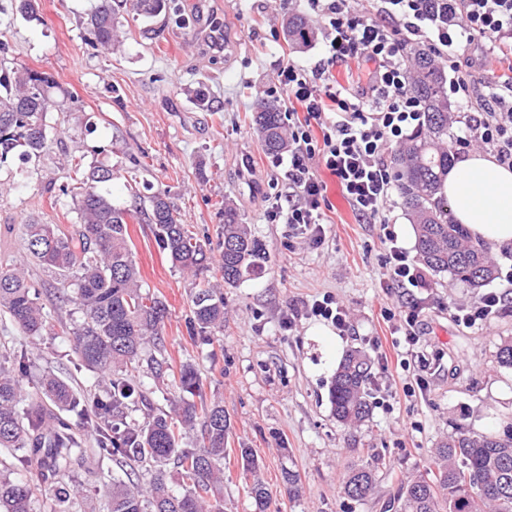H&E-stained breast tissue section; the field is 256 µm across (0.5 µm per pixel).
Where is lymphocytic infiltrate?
Wrapping results in <instances>:
<instances>
[{"label":"lymphocytic infiltrate","mask_w":512,"mask_h":512,"mask_svg":"<svg viewBox=\"0 0 512 512\" xmlns=\"http://www.w3.org/2000/svg\"><path fill=\"white\" fill-rule=\"evenodd\" d=\"M306 5L326 36L315 63L284 57L275 72L289 147L271 164L284 173L289 201L271 218L321 241L327 186L317 170L325 168L359 216L381 226L392 287H428L425 272L390 227L394 178L386 155L419 125L422 112L408 92L406 45L411 37L424 38L447 59L449 95L473 108L456 140L460 150L486 149L512 167V75L482 85L475 81L476 72H490L494 61L512 56V0H457L459 20L453 24L445 13H429L422 0H306ZM475 40L484 43L478 68H461L453 60L456 47ZM353 58L372 66L367 86L358 91L329 78L333 67Z\"/></svg>","instance_id":"1"}]
</instances>
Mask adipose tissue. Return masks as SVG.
Wrapping results in <instances>:
<instances>
[{
    "mask_svg": "<svg viewBox=\"0 0 512 512\" xmlns=\"http://www.w3.org/2000/svg\"><path fill=\"white\" fill-rule=\"evenodd\" d=\"M440 195L454 222L493 251L512 249V168L476 149L462 155L448 170Z\"/></svg>",
    "mask_w": 512,
    "mask_h": 512,
    "instance_id": "adipose-tissue-1",
    "label": "adipose tissue"
}]
</instances>
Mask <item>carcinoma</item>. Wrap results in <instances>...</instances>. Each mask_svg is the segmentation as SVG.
Listing matches in <instances>:
<instances>
[{
  "instance_id": "1",
  "label": "carcinoma",
  "mask_w": 512,
  "mask_h": 512,
  "mask_svg": "<svg viewBox=\"0 0 512 512\" xmlns=\"http://www.w3.org/2000/svg\"><path fill=\"white\" fill-rule=\"evenodd\" d=\"M169 9V0H96L87 18L91 44L112 50L119 43L118 15L131 12L154 19ZM284 31L297 45L312 39L306 20L285 19ZM413 76L409 92L421 103L423 117L393 155L396 189L417 237V259L435 273H448L472 288L495 279V264L485 245L453 222L448 201L438 195L441 177L453 161L448 134L452 105L448 102V70L432 53L411 52ZM0 163L17 147L22 160H37L48 148L47 116L55 106L53 78L28 68H0ZM255 130L265 151L288 149L284 114L273 102L257 101ZM71 183L62 195L71 198L77 224L65 232L56 224L32 219L22 225L27 257L55 276L62 298L73 303L81 319L63 328L83 366L104 381L91 396L77 393L51 372L34 371L28 351L0 355V448L12 453L9 474L0 475V512H33L39 498L48 512H70L74 487L62 480L105 460L119 467L104 482L108 512H223L215 497L223 483L224 452L231 422L218 401L202 408V379L184 363L173 384L165 383L167 359H151L154 383L136 379L130 367L143 350L162 343L168 306L158 295L142 291L141 274L132 251L129 221L140 210L112 204L103 184L112 170L83 167L70 161ZM154 225L155 241L173 268L198 280L188 321L190 339L209 344L224 331V292L208 279L211 248L180 222L164 192L150 199L145 213ZM219 270L224 284L264 273L267 252L252 236L236 210L224 205L218 237ZM0 312L25 336L43 337L51 316L40 303V292L27 277L25 264L0 266ZM32 381L37 398L23 403L24 381ZM367 358L358 350L346 355L336 371L330 402L336 421L358 426L369 419ZM164 395L167 411H150L142 423L129 419L130 406H150L149 395ZM93 424L97 448L89 453L76 438ZM193 434V447L182 441ZM241 467L252 474L250 494L255 512H267L270 493L257 476L253 449L240 448ZM434 469L408 478L393 501L394 512H512V429L498 434L475 433L463 426L442 440L433 455ZM173 467L181 491L167 483ZM375 467H351L341 484L348 498L361 501L375 488Z\"/></svg>"
}]
</instances>
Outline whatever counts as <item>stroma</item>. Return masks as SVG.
<instances>
[{
	"label": "stroma",
	"instance_id": "35a3bbf8",
	"mask_svg": "<svg viewBox=\"0 0 512 512\" xmlns=\"http://www.w3.org/2000/svg\"><path fill=\"white\" fill-rule=\"evenodd\" d=\"M95 0H39L36 16L22 15L17 0H0V44L11 66L50 74L55 108L48 115L49 148L39 162L9 156L0 164V264L25 253L21 226L31 219L69 228L76 222L67 162L114 172L112 202L130 205L129 178L141 199L163 191L182 223L203 241L216 242L229 203L266 246L260 277L224 289V331L219 342L190 341L192 280L172 268L144 219L129 224L144 290L165 300V356L189 362L203 381V402L218 401L231 421L218 495L224 512H255L248 493L253 477L266 484L268 512H383L401 481L430 466L437 443L463 426L499 433L512 424V370L496 358L512 339V301L483 326L457 325L449 304L466 305L477 289L430 275L417 293L422 330L408 345L398 319L407 300L388 285L379 225L365 223L344 199L334 176L328 185L325 237L314 243L292 236L268 212L288 187L254 132L253 104L274 82L276 62L287 56L317 60L322 38L288 45L282 22L302 11L300 0H171L169 12L146 21L120 19L121 46L94 48L85 36ZM206 84L211 105L191 99ZM332 293L349 311L338 343L314 335L324 320L304 317L307 302ZM370 358L371 413L359 427L339 424L329 391L343 351ZM432 363L424 395L406 396L418 355ZM68 337L48 335L36 359L75 386L96 373L75 370ZM253 449L257 475L243 473L240 447ZM376 465L373 496L352 501L340 486L351 465ZM300 481L290 488L285 473Z\"/></svg>",
	"mask_w": 512,
	"mask_h": 512
}]
</instances>
